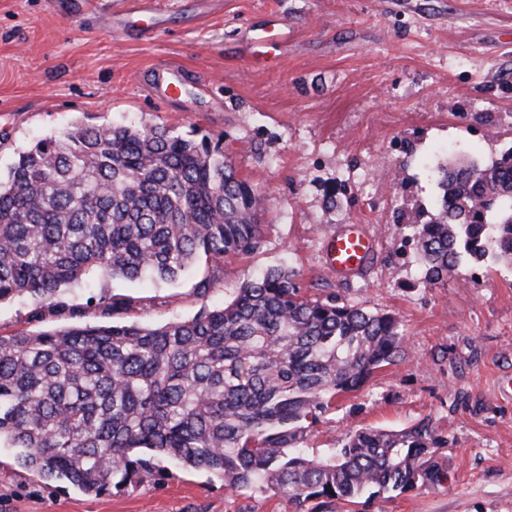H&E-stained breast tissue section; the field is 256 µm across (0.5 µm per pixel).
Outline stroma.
Wrapping results in <instances>:
<instances>
[{
    "label": "stroma",
    "mask_w": 512,
    "mask_h": 512,
    "mask_svg": "<svg viewBox=\"0 0 512 512\" xmlns=\"http://www.w3.org/2000/svg\"><path fill=\"white\" fill-rule=\"evenodd\" d=\"M77 0H0V174L19 151L73 124L160 125L219 141L264 199L261 248L175 284L99 280L65 309L31 321L32 302L0 303V333L108 321L113 295L129 319L161 325L234 297L242 283L288 266L301 288L399 316L407 358L342 397L310 439L315 452L361 427L431 418L447 434L445 480L375 500L369 512H512V266L463 265L425 286L401 210L433 209L432 167L454 153L482 163L512 146V0H160L147 17L101 28ZM287 31H280V24ZM265 42L253 47L256 34ZM180 66L181 90L157 104L150 71ZM364 224L378 242L349 278L331 273L327 237ZM99 303L87 307L88 296ZM0 512H300L273 493L232 494L223 480L174 470L158 484L90 495L40 478L0 447Z\"/></svg>",
    "instance_id": "obj_1"
}]
</instances>
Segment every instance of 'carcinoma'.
I'll return each mask as SVG.
<instances>
[{"label":"carcinoma","instance_id":"cac0c4a2","mask_svg":"<svg viewBox=\"0 0 512 512\" xmlns=\"http://www.w3.org/2000/svg\"><path fill=\"white\" fill-rule=\"evenodd\" d=\"M436 213L408 219L420 282L462 264L512 265V149L440 167ZM260 195L220 143L164 126L78 124L37 140L0 179V302L60 309L96 278L176 282L263 243ZM271 267L220 305L161 326L75 322L0 334V445L91 494L150 486L168 464L232 492L358 512L440 482L448 437L428 419L360 428L314 456L342 396L407 355L396 315L316 296Z\"/></svg>","mask_w":512,"mask_h":512}]
</instances>
